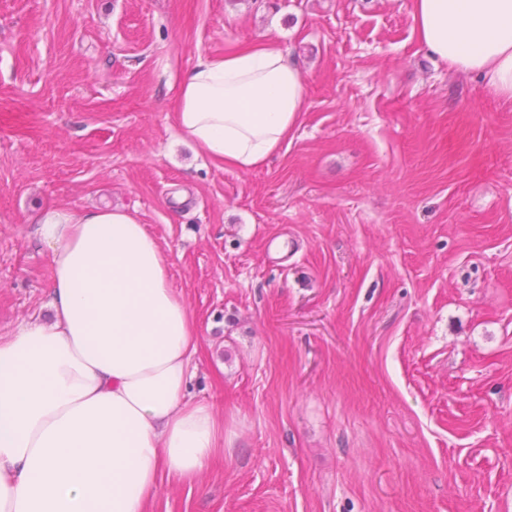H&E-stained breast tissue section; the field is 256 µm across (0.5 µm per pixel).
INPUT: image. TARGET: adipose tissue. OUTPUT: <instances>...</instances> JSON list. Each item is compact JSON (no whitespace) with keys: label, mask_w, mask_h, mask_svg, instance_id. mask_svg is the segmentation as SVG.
Wrapping results in <instances>:
<instances>
[{"label":"adipose tissue","mask_w":512,"mask_h":512,"mask_svg":"<svg viewBox=\"0 0 512 512\" xmlns=\"http://www.w3.org/2000/svg\"><path fill=\"white\" fill-rule=\"evenodd\" d=\"M420 44L512 99V0H412ZM307 104L273 42L199 59L172 121L212 161L263 166ZM48 320L0 337V512H150L160 479L190 484L224 449L214 406L187 399L198 352L170 259L119 207L45 208Z\"/></svg>","instance_id":"obj_1"}]
</instances>
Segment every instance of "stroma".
Listing matches in <instances>:
<instances>
[{
    "mask_svg": "<svg viewBox=\"0 0 512 512\" xmlns=\"http://www.w3.org/2000/svg\"><path fill=\"white\" fill-rule=\"evenodd\" d=\"M290 50L264 166L170 114L198 58ZM135 212L196 321L224 452L152 512H512V100L428 56L411 0H0V336L48 317L31 217Z\"/></svg>",
    "mask_w": 512,
    "mask_h": 512,
    "instance_id": "1",
    "label": "stroma"
}]
</instances>
